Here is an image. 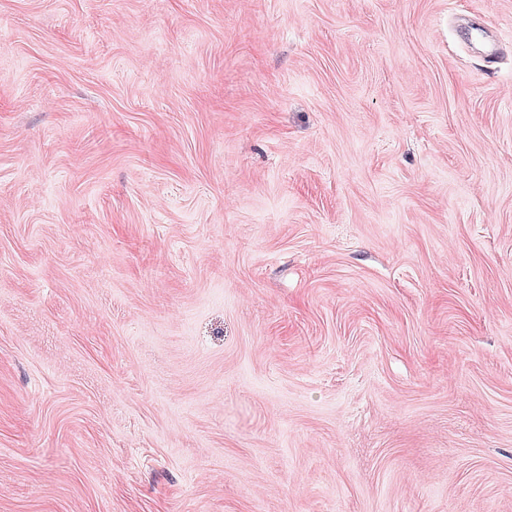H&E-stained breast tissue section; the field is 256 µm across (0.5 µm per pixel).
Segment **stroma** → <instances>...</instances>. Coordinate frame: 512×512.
Segmentation results:
<instances>
[{"label": "stroma", "mask_w": 512, "mask_h": 512, "mask_svg": "<svg viewBox=\"0 0 512 512\" xmlns=\"http://www.w3.org/2000/svg\"><path fill=\"white\" fill-rule=\"evenodd\" d=\"M0 512H512V0H0Z\"/></svg>", "instance_id": "stroma-1"}]
</instances>
